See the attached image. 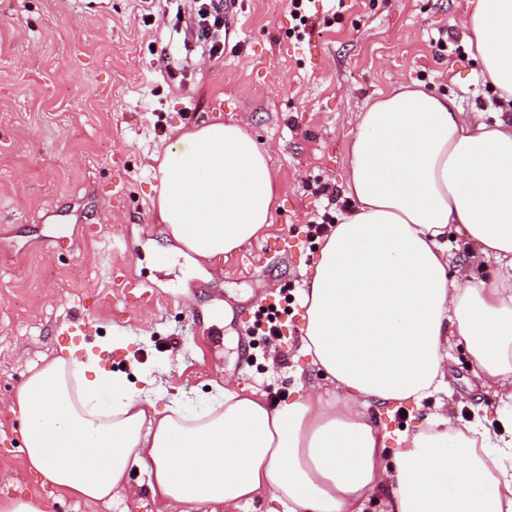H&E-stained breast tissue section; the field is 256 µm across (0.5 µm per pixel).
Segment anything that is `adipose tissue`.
<instances>
[{"instance_id":"1","label":"adipose tissue","mask_w":512,"mask_h":512,"mask_svg":"<svg viewBox=\"0 0 512 512\" xmlns=\"http://www.w3.org/2000/svg\"><path fill=\"white\" fill-rule=\"evenodd\" d=\"M473 57L512 100V0H469ZM340 188L352 200L308 280L305 349L326 389L269 405L244 386H215L189 411L157 407L94 362L55 355L33 370L10 409L26 462L86 502L124 490L146 469L161 512L265 496L288 512H512V116H464L454 98L404 84L359 112ZM156 220L199 258L238 250L270 224L267 150L234 123L201 126L163 150ZM492 280L448 276V234ZM464 346L498 400L502 429L458 425L448 411L389 438L371 406L448 390V346Z\"/></svg>"}]
</instances>
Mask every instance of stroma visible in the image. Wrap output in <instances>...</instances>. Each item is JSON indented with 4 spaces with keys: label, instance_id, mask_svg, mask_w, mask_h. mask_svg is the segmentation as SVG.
<instances>
[{
    "label": "stroma",
    "instance_id": "35a3bbf8",
    "mask_svg": "<svg viewBox=\"0 0 512 512\" xmlns=\"http://www.w3.org/2000/svg\"><path fill=\"white\" fill-rule=\"evenodd\" d=\"M467 0H316L295 37L288 0H227L221 57L186 47L164 0H0V501L36 497L58 512H157L147 472L126 492L88 503L58 493L26 464L8 408L31 368L56 353L105 372L151 378L163 401L204 405L230 380L288 401L322 373L304 351L301 305L319 241L306 224L352 205L339 185L354 118L411 82L466 113L499 111L473 58L436 55L467 43ZM154 17L142 23L144 10ZM189 57L183 81L160 53ZM234 123L268 149L272 222L224 258L187 257L155 223L156 157L205 123ZM449 273L490 279L448 236ZM146 289H139V282ZM296 300L282 342L252 340L259 307ZM446 404L458 422L496 429L463 347L448 356ZM437 399L425 412L437 411Z\"/></svg>",
    "mask_w": 512,
    "mask_h": 512
}]
</instances>
